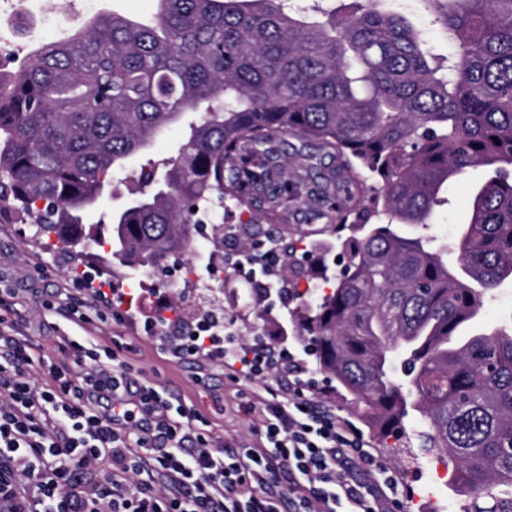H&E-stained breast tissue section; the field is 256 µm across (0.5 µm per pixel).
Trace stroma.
Wrapping results in <instances>:
<instances>
[{
  "label": "stroma",
  "instance_id": "1",
  "mask_svg": "<svg viewBox=\"0 0 512 512\" xmlns=\"http://www.w3.org/2000/svg\"><path fill=\"white\" fill-rule=\"evenodd\" d=\"M277 144L283 156L293 158L288 175L294 181L298 196L290 201L279 227L285 239L300 240L310 247L311 230L324 227L326 198L321 190L327 184L336 158L326 151L305 142L294 134L279 136ZM486 178L482 167L469 169L449 183L444 190L445 202L436 208L431 219V234L440 240L454 242L459 225L468 220L471 191ZM266 199L252 205L227 208L224 222L239 226L252 242L264 239L269 222L265 214ZM69 260L44 252L32 239L29 225L0 221V289L12 288L17 293L18 308L24 316L22 331L32 346L42 347L45 354L57 363L70 362L71 351L59 345L57 336L87 334L96 337L129 363L139 379L155 384L168 397L174 408H195L202 414L195 428L211 443L220 446L233 436L249 437L252 417L241 415L227 418L224 405L241 402L248 397V381L225 386L224 364L207 358H173L165 349L160 336L147 335L144 326L157 306L161 294L154 290L137 291L129 314L113 312L95 298L94 290L86 283L70 277L66 268ZM70 299L73 305L84 307L89 321L78 327L49 314L47 304ZM226 315L235 321L242 341L248 342L259 330H272L273 319L281 315V307L271 314L259 316L253 310L252 286L245 279L227 274L221 300ZM365 439L377 459L390 467L398 482L400 512H461L465 496L454 494L448 481V471L418 446L396 451L384 448L373 434Z\"/></svg>",
  "mask_w": 512,
  "mask_h": 512
}]
</instances>
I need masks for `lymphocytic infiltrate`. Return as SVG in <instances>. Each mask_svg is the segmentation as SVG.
I'll list each match as a JSON object with an SVG mask.
<instances>
[{"label":"lymphocytic infiltrate","instance_id":"lymphocytic-infiltrate-1","mask_svg":"<svg viewBox=\"0 0 512 512\" xmlns=\"http://www.w3.org/2000/svg\"><path fill=\"white\" fill-rule=\"evenodd\" d=\"M72 361L35 382L33 355L0 336V512H388L376 496L396 478L366 449L358 429L310 398L302 358L259 337L242 343L232 320L200 321L175 337L176 354L219 357L229 383H255L245 406L260 424L220 450L179 421L150 386L136 387L112 351L64 336ZM289 388L272 387L280 373ZM368 466L373 481L355 476ZM103 471L102 488L83 487Z\"/></svg>","mask_w":512,"mask_h":512}]
</instances>
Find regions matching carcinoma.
I'll list each match as a JSON object with an SVG mask.
<instances>
[{"mask_svg":"<svg viewBox=\"0 0 512 512\" xmlns=\"http://www.w3.org/2000/svg\"><path fill=\"white\" fill-rule=\"evenodd\" d=\"M292 2L155 0L150 23L99 14L0 70V204L61 254L151 275L191 258L207 213L224 246V202L270 181L278 135L331 150L360 196L322 229L350 231L332 291L294 311L317 366L380 437L410 440L419 416L464 512H512V326L480 322L512 280V0H416L444 54L384 0L324 19ZM201 106L107 231L89 224L114 173ZM475 166L489 176L450 264L424 230ZM292 191L279 185L271 219Z\"/></svg>","mask_w":512,"mask_h":512,"instance_id":"cac0c4a2","label":"carcinoma"}]
</instances>
